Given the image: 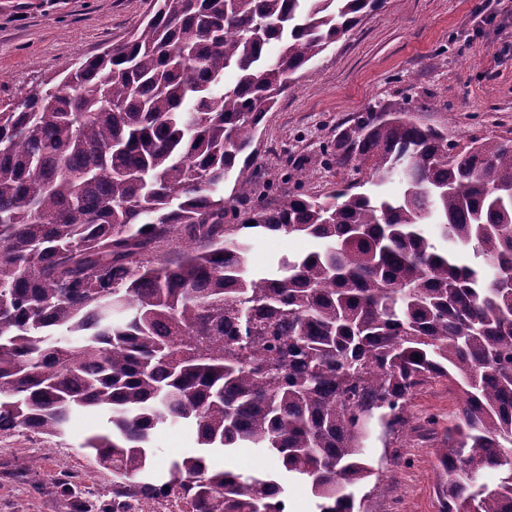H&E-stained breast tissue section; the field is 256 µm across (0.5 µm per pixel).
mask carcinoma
I'll use <instances>...</instances> for the list:
<instances>
[{
  "label": "carcinoma",
  "mask_w": 512,
  "mask_h": 512,
  "mask_svg": "<svg viewBox=\"0 0 512 512\" xmlns=\"http://www.w3.org/2000/svg\"><path fill=\"white\" fill-rule=\"evenodd\" d=\"M146 4L128 40L0 109V432L58 438L93 410L106 427L80 448L117 499L282 512L291 475L317 512H358L366 420L406 421L445 380L462 407L435 449L442 512H512V139L461 145L376 101L332 153L368 180L269 202L244 175L265 113L383 0ZM393 175L399 195L363 190ZM244 229L320 248L259 271ZM169 421L199 452L164 476ZM232 448L279 470L211 465ZM195 433L185 424L167 423L160 427L153 439L155 458L161 467H165L172 458L190 455L198 448L194 441Z\"/></svg>",
  "instance_id": "obj_1"
}]
</instances>
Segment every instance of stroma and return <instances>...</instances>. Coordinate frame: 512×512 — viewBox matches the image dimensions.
Here are the masks:
<instances>
[{
    "label": "stroma",
    "mask_w": 512,
    "mask_h": 512,
    "mask_svg": "<svg viewBox=\"0 0 512 512\" xmlns=\"http://www.w3.org/2000/svg\"><path fill=\"white\" fill-rule=\"evenodd\" d=\"M145 9L144 0H0V102L43 89L44 78L68 62L123 41ZM405 98L424 123L446 127L459 144L512 138V0H384L302 69L266 113L251 167L258 185L277 196L297 166L308 173L300 189L309 195L366 179V171L338 168L326 149L368 104ZM317 247L308 237L259 235L250 262L267 270ZM458 407L436 382L411 400L412 422L390 431L372 426L364 457L376 473L355 491L367 512H386L396 494L408 512H442L434 450ZM104 424L101 415L84 413L59 438L0 433V512H70L60 493L67 476L90 501H111V470L80 447ZM153 450L166 465L194 453L195 434L188 425L165 424Z\"/></svg>",
    "instance_id": "1"
}]
</instances>
